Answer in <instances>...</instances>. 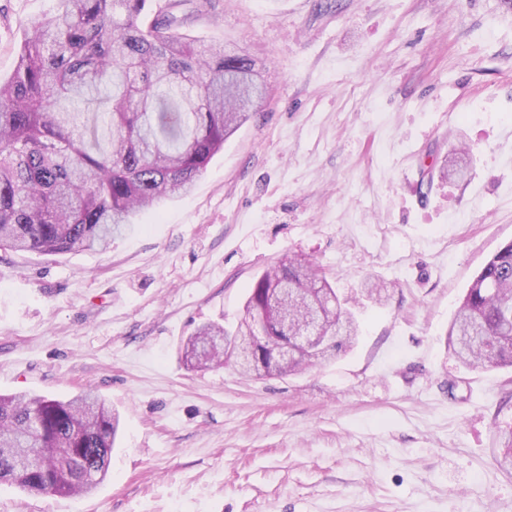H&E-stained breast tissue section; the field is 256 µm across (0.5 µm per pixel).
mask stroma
Returning <instances> with one entry per match:
<instances>
[{"label": "stroma", "instance_id": "35a3bbf8", "mask_svg": "<svg viewBox=\"0 0 512 512\" xmlns=\"http://www.w3.org/2000/svg\"><path fill=\"white\" fill-rule=\"evenodd\" d=\"M0 0V78L28 19ZM184 34L248 55L266 95L190 194L104 251L0 250V393L91 391L120 413L90 494L0 486V512H512L492 461L512 370L467 368L446 332L512 242L506 0H209ZM461 148L465 177L419 180ZM355 315L351 350L253 379L187 368L203 322L235 329L286 253Z\"/></svg>", "mask_w": 512, "mask_h": 512}]
</instances>
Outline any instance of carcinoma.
<instances>
[{
	"instance_id": "obj_1",
	"label": "carcinoma",
	"mask_w": 512,
	"mask_h": 512,
	"mask_svg": "<svg viewBox=\"0 0 512 512\" xmlns=\"http://www.w3.org/2000/svg\"><path fill=\"white\" fill-rule=\"evenodd\" d=\"M53 16L26 22L10 79L0 80V250L63 254L104 248L135 213L188 193L224 141L261 99L251 58L177 33L187 0L150 22L146 0H59ZM458 153L424 171L421 185L448 177ZM288 289L301 324L323 312L321 355L293 341L295 372L352 346L359 325L321 268L286 256L250 289L236 332L201 326L189 349L221 336L199 368L229 363L227 347L252 331L268 290ZM449 348L468 367H512V242L482 267L448 328ZM118 414L90 392L69 400L0 394V484L71 496L108 476ZM496 462L512 468V431Z\"/></svg>"
}]
</instances>
